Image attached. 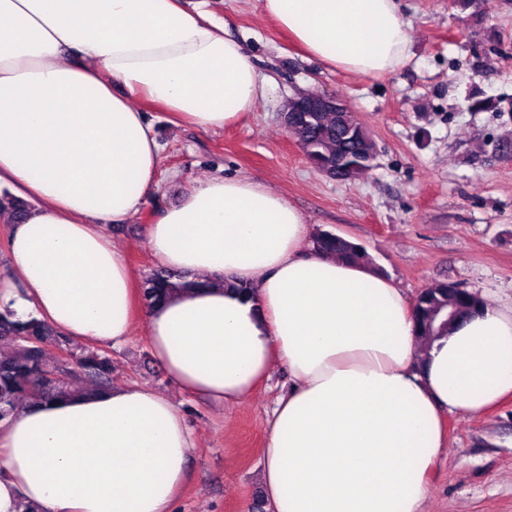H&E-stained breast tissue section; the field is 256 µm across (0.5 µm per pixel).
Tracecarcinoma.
Instances as JSON below:
<instances>
[{
	"mask_svg": "<svg viewBox=\"0 0 512 512\" xmlns=\"http://www.w3.org/2000/svg\"><path fill=\"white\" fill-rule=\"evenodd\" d=\"M307 121L295 130L308 160L318 169L346 166L352 179L359 180L371 170L369 156L373 143L361 123L345 108L321 105L306 113ZM19 219L26 208L8 192L0 193V213ZM315 251L336 258L361 261L357 245L326 232L312 239ZM199 285L183 272L157 270L141 282V298L148 307L161 303L172 293ZM448 288L439 286L423 292L415 308L419 352L425 354L434 337L448 332V324L426 330L427 320L448 307ZM112 385V353L95 346L79 349L45 321H21L12 311L0 312V422L10 419L18 408L74 395H89Z\"/></svg>",
	"mask_w": 512,
	"mask_h": 512,
	"instance_id": "cac0c4a2",
	"label": "carcinoma"
}]
</instances>
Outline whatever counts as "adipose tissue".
I'll use <instances>...</instances> for the list:
<instances>
[{
  "instance_id": "adipose-tissue-1",
  "label": "adipose tissue",
  "mask_w": 512,
  "mask_h": 512,
  "mask_svg": "<svg viewBox=\"0 0 512 512\" xmlns=\"http://www.w3.org/2000/svg\"><path fill=\"white\" fill-rule=\"evenodd\" d=\"M260 9L330 70L378 77L409 57L395 0ZM267 89L203 6L0 0V191L34 203L10 228L0 311L103 347L142 322L167 377L215 404L285 369L263 449L270 512H423L443 411L512 397V306L483 305L418 359L401 288L315 252L302 214L249 178L199 180L148 225L156 263L199 280L161 305H142L107 232L159 190L143 103L217 132ZM227 279L251 284L254 301ZM195 445L181 409L145 385L20 409L0 423V512H174Z\"/></svg>"
}]
</instances>
